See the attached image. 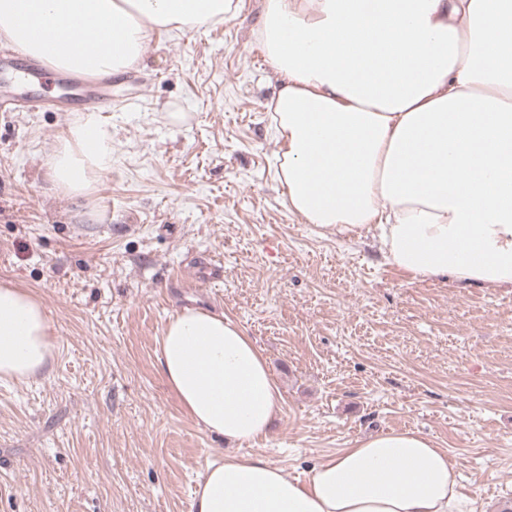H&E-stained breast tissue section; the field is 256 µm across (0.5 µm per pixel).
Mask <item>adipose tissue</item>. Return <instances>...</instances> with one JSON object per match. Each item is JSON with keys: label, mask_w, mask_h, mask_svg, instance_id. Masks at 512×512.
Segmentation results:
<instances>
[{"label": "adipose tissue", "mask_w": 512, "mask_h": 512, "mask_svg": "<svg viewBox=\"0 0 512 512\" xmlns=\"http://www.w3.org/2000/svg\"><path fill=\"white\" fill-rule=\"evenodd\" d=\"M232 13L233 0H0V37L57 70L121 75L152 33ZM252 36L281 80L269 109L291 210L378 230L386 263L413 277L512 286V0H264ZM111 165L112 135L86 114L47 170L79 198ZM159 345L164 380L198 426L241 445L265 436L282 398L243 327L186 307ZM53 357L41 299L0 284V380L44 374ZM191 512L473 510L446 450L391 430L303 480L259 455L207 463Z\"/></svg>", "instance_id": "obj_1"}]
</instances>
